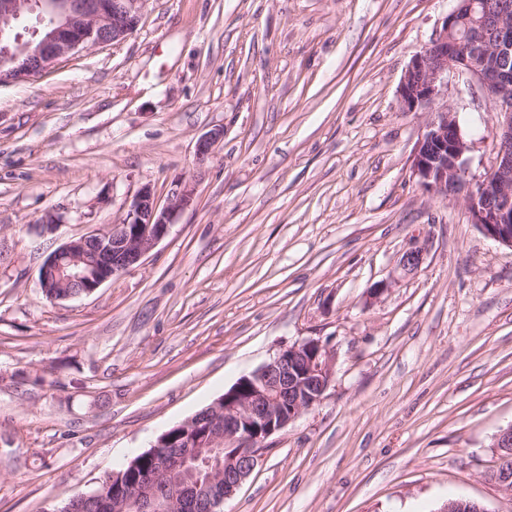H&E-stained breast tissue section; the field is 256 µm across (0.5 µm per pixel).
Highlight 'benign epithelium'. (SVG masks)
Here are the masks:
<instances>
[{"mask_svg":"<svg viewBox=\"0 0 512 512\" xmlns=\"http://www.w3.org/2000/svg\"><path fill=\"white\" fill-rule=\"evenodd\" d=\"M146 0H0V85L40 75L58 60L88 47L117 44L136 29ZM430 45L408 65L400 86L406 111L431 110L432 118L415 148L412 169L419 185L443 198L464 194L470 223L484 236L512 249V72L486 66L485 59L512 51V3L505 2L490 23L498 39L469 30L475 0H456ZM38 28L24 40L15 33L24 18ZM476 81L499 115V148L492 172L468 179L465 140L457 112L448 106V72ZM223 132L213 131L196 145L198 159L209 157ZM192 190L178 183L160 205L152 188L142 186L126 218L112 230L72 239L48 255L39 284L50 300L90 295L133 267L168 233L172 216L192 202ZM333 357L320 341L288 346L224 394L220 402L174 426L184 433L186 452L164 453L152 445L155 467L165 480L141 475L132 485L137 512H218L258 465L264 442L285 430L301 413L318 405L332 381ZM500 457L512 453V425L498 431ZM224 448V460H201L199 448ZM203 462L204 483L185 480L190 464ZM489 478L512 493V469L498 466ZM439 512H488L474 501L450 500Z\"/></svg>","mask_w":512,"mask_h":512,"instance_id":"1","label":"benign epithelium"}]
</instances>
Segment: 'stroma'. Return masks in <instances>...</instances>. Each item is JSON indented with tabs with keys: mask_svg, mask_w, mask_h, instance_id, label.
I'll return each instance as SVG.
<instances>
[{
	"mask_svg": "<svg viewBox=\"0 0 512 512\" xmlns=\"http://www.w3.org/2000/svg\"><path fill=\"white\" fill-rule=\"evenodd\" d=\"M453 6L145 0L125 41L0 86V512L95 489L306 339L334 355L333 380L223 512H512L488 478L512 425V250L463 196L422 189L429 115L399 95ZM448 102L484 178L493 103L455 73ZM180 182L192 205L138 264L46 300L50 252Z\"/></svg>",
	"mask_w": 512,
	"mask_h": 512,
	"instance_id": "obj_1",
	"label": "stroma"
}]
</instances>
